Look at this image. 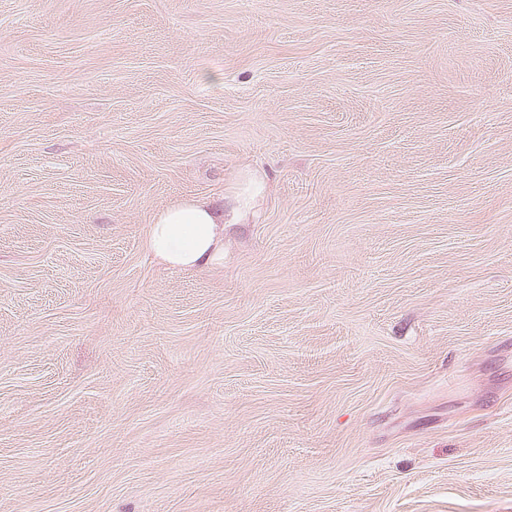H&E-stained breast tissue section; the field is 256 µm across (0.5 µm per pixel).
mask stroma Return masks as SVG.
<instances>
[{
    "label": "stroma",
    "instance_id": "35a3bbf8",
    "mask_svg": "<svg viewBox=\"0 0 512 512\" xmlns=\"http://www.w3.org/2000/svg\"><path fill=\"white\" fill-rule=\"evenodd\" d=\"M0 512H512V0H0ZM224 206L189 197L160 210L147 232L148 251L173 268L211 266L224 262Z\"/></svg>",
    "mask_w": 512,
    "mask_h": 512
}]
</instances>
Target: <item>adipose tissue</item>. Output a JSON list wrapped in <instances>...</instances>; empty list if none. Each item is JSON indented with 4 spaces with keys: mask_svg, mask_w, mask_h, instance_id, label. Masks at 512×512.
Wrapping results in <instances>:
<instances>
[{
    "mask_svg": "<svg viewBox=\"0 0 512 512\" xmlns=\"http://www.w3.org/2000/svg\"><path fill=\"white\" fill-rule=\"evenodd\" d=\"M224 209L189 197L157 212L147 232L149 252L173 268L211 266L224 261Z\"/></svg>",
    "mask_w": 512,
    "mask_h": 512,
    "instance_id": "obj_1",
    "label": "adipose tissue"
}]
</instances>
